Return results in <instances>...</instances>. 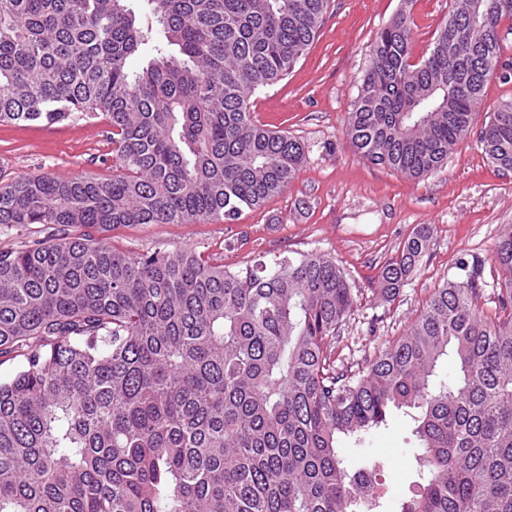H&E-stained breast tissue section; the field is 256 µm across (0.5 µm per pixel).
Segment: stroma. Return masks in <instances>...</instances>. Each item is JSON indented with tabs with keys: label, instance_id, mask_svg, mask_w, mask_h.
<instances>
[{
	"label": "stroma",
	"instance_id": "stroma-1",
	"mask_svg": "<svg viewBox=\"0 0 512 512\" xmlns=\"http://www.w3.org/2000/svg\"><path fill=\"white\" fill-rule=\"evenodd\" d=\"M410 10L412 58L420 60L452 10V0H330L322 27L288 77L257 90L250 99L258 124L281 130L301 143L306 160L279 195L232 224H133L108 231L117 250L141 253L162 243L188 246L238 268L257 258L318 252L342 265L359 301L349 316L336 356L346 365L372 360L378 344L403 335L435 288L456 272L459 258L485 262L486 292L479 302L496 313L499 270L493 250L505 225H512V173L496 170L477 137L503 100L512 98V22L499 26L497 75L486 85L474 133L449 155L448 163L418 180L372 164L354 152L345 124L358 96L377 33L402 10ZM107 123L65 121L0 126V178L28 174L111 178L112 144ZM433 231L430 248L393 303L376 290L382 265L420 225ZM419 440L401 411L386 426L346 443L355 462L386 458L380 479L388 489L385 512L414 496L420 480Z\"/></svg>",
	"mask_w": 512,
	"mask_h": 512
}]
</instances>
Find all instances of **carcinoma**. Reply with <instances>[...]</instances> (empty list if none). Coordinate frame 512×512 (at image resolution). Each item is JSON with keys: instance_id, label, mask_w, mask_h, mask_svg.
<instances>
[{"instance_id": "1", "label": "carcinoma", "mask_w": 512, "mask_h": 512, "mask_svg": "<svg viewBox=\"0 0 512 512\" xmlns=\"http://www.w3.org/2000/svg\"><path fill=\"white\" fill-rule=\"evenodd\" d=\"M328 0H0V124L103 118L119 174L0 181V512H382L376 477L339 448L413 411L420 492L400 512H512V225L493 319L485 263L462 258L402 336L336 365L358 300L316 252L237 270L189 248L113 249L129 224L232 223L283 192L301 144L250 98L292 71ZM512 0H453L411 62L410 16L376 36L346 134L412 178L467 137ZM149 56L137 72L130 59ZM478 140L512 171V99ZM422 226L383 266L395 300L427 253ZM454 375L438 379L442 359Z\"/></svg>"}]
</instances>
